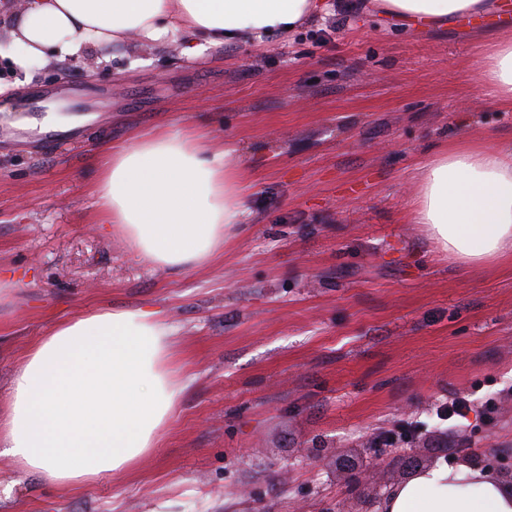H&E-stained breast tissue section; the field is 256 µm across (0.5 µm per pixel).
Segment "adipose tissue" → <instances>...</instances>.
<instances>
[{
    "instance_id": "adipose-tissue-1",
    "label": "adipose tissue",
    "mask_w": 512,
    "mask_h": 512,
    "mask_svg": "<svg viewBox=\"0 0 512 512\" xmlns=\"http://www.w3.org/2000/svg\"><path fill=\"white\" fill-rule=\"evenodd\" d=\"M495 0H379L411 21L471 20ZM330 0H31L10 30L9 56L26 67L46 54L181 39L263 45L330 13ZM480 84L512 107V30L477 60ZM102 223L135 256L182 272L213 260L238 233L245 190L233 150L200 133L163 129L113 146L98 161ZM408 221L423 225L436 253L463 267L512 258V143L459 139L414 176ZM170 329L143 309H104L56 323L31 347L0 410V457L69 490L134 470L160 444L183 389L172 368ZM385 512H512V489L466 464L437 463L409 475Z\"/></svg>"
}]
</instances>
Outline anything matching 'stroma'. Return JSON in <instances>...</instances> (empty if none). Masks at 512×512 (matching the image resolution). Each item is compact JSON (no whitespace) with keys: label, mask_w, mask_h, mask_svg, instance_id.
I'll use <instances>...</instances> for the list:
<instances>
[{"label":"stroma","mask_w":512,"mask_h":512,"mask_svg":"<svg viewBox=\"0 0 512 512\" xmlns=\"http://www.w3.org/2000/svg\"><path fill=\"white\" fill-rule=\"evenodd\" d=\"M289 39L190 56L180 40L120 52L0 57V102L76 86L97 113L45 155L0 149V408L39 336L112 307L157 312L185 386L135 470L67 493L0 466V512H313L357 503L335 459L412 425L512 461V260L460 267L407 221L418 163L444 144L512 142V110L478 81L493 24L418 27L357 0ZM235 148L245 219L222 256L172 273L102 223L93 157L164 127ZM464 398L466 418L437 407ZM330 447L283 474L286 451Z\"/></svg>","instance_id":"35a3bbf8"}]
</instances>
